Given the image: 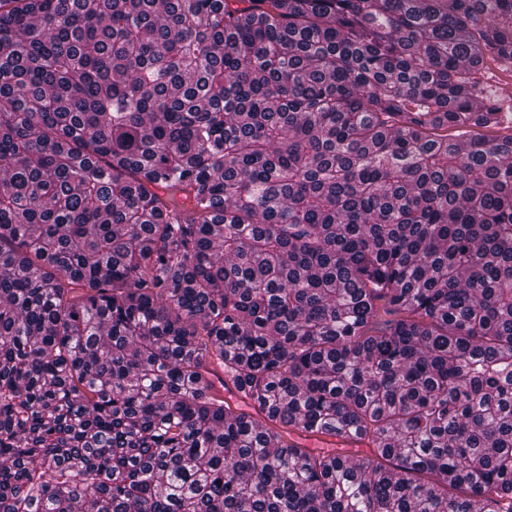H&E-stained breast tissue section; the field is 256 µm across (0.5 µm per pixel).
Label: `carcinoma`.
I'll list each match as a JSON object with an SVG mask.
<instances>
[{
  "instance_id": "cac0c4a2",
  "label": "carcinoma",
  "mask_w": 512,
  "mask_h": 512,
  "mask_svg": "<svg viewBox=\"0 0 512 512\" xmlns=\"http://www.w3.org/2000/svg\"><path fill=\"white\" fill-rule=\"evenodd\" d=\"M491 60L512 0H0V512H512Z\"/></svg>"
}]
</instances>
